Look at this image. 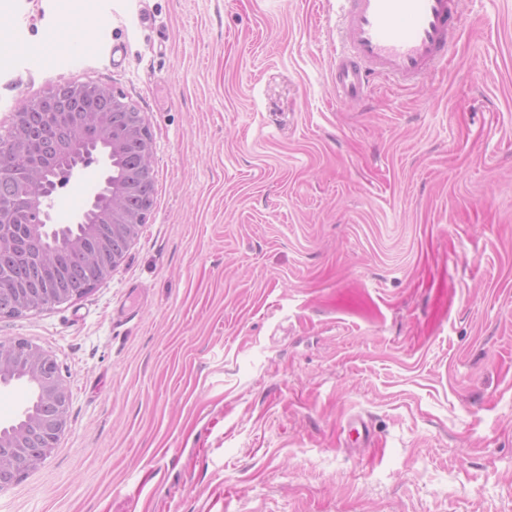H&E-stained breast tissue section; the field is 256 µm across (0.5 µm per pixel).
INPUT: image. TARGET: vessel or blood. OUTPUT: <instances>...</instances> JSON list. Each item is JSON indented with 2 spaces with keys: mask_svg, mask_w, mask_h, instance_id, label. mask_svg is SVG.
Here are the masks:
<instances>
[{
  "mask_svg": "<svg viewBox=\"0 0 512 512\" xmlns=\"http://www.w3.org/2000/svg\"><path fill=\"white\" fill-rule=\"evenodd\" d=\"M458 0H344L346 49L336 57L337 99L363 98L370 79L414 82L446 64L460 26Z\"/></svg>",
  "mask_w": 512,
  "mask_h": 512,
  "instance_id": "b4317fda",
  "label": "vessel or blood"
}]
</instances>
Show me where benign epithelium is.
<instances>
[{
    "label": "benign epithelium",
    "mask_w": 512,
    "mask_h": 512,
    "mask_svg": "<svg viewBox=\"0 0 512 512\" xmlns=\"http://www.w3.org/2000/svg\"><path fill=\"white\" fill-rule=\"evenodd\" d=\"M71 91L68 85L57 86L49 96L57 99L65 112L74 116L79 127L92 126L107 134L115 113L127 112L130 119L119 134L107 136L94 146L78 136L47 142L45 157L56 162L55 169L37 168L31 184L20 190L0 186V216L13 210L16 204H23L42 218V223L31 225L35 235L51 219L50 210L61 182L57 173L72 175L96 154L105 156L110 162L112 155L124 152L133 144L141 157L144 181L155 182L154 141L143 113L133 111L125 97L112 90L103 93L104 101L97 111L75 112L69 102ZM41 104L40 100L34 101L15 114L16 136L11 150L0 154L1 163L11 161L16 153L25 152L27 113ZM108 181L109 178H104L93 190L90 207L77 218L79 224L95 225V231L89 237H74L65 242V248L81 256L99 282L112 276L149 215L147 206L138 210L126 207L123 195L108 190ZM77 298V293L62 285L51 289L42 287L33 271L23 290L0 283V318L41 311ZM12 370L25 373L38 385L44 410L32 415L9 436L0 434V490L16 482L24 471L38 468L53 453L69 426L70 391L53 353L26 339L1 340L0 374Z\"/></svg>",
    "instance_id": "benign-epithelium-1"
}]
</instances>
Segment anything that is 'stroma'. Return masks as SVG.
Segmentation results:
<instances>
[{
    "instance_id": "stroma-1",
    "label": "stroma",
    "mask_w": 512,
    "mask_h": 512,
    "mask_svg": "<svg viewBox=\"0 0 512 512\" xmlns=\"http://www.w3.org/2000/svg\"><path fill=\"white\" fill-rule=\"evenodd\" d=\"M111 6L71 37L114 57L0 62L1 128L103 85L156 174L109 279L0 319L71 389L0 512H512V0H460L446 70L342 102L337 0ZM0 8L36 41L61 4ZM106 172L72 176L55 223Z\"/></svg>"
}]
</instances>
